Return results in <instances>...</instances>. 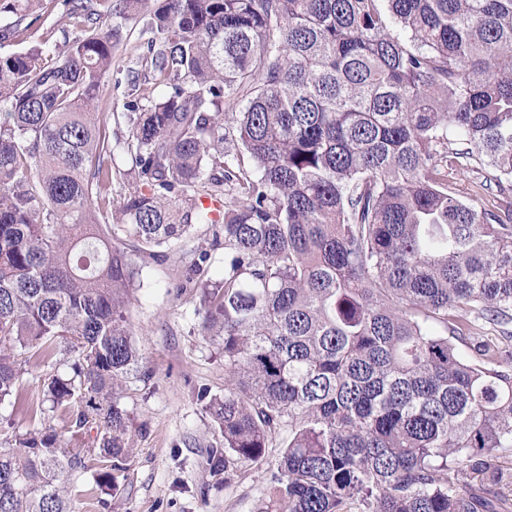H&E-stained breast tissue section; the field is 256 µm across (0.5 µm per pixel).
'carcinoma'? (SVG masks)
Instances as JSON below:
<instances>
[{
	"label": "carcinoma",
	"mask_w": 512,
	"mask_h": 512,
	"mask_svg": "<svg viewBox=\"0 0 512 512\" xmlns=\"http://www.w3.org/2000/svg\"><path fill=\"white\" fill-rule=\"evenodd\" d=\"M50 2L0 0V405L58 342L78 361L44 381L66 435L0 441V512H72L93 461L116 489L122 244L156 258L196 224L198 261L224 249L217 284H180L224 352L213 474L274 448L259 512H494L455 476L512 493V0H123L166 90L126 104L141 185L117 202L112 0H62L75 36L17 48Z\"/></svg>",
	"instance_id": "1"
}]
</instances>
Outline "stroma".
I'll return each instance as SVG.
<instances>
[{
	"instance_id": "obj_1",
	"label": "stroma",
	"mask_w": 512,
	"mask_h": 512,
	"mask_svg": "<svg viewBox=\"0 0 512 512\" xmlns=\"http://www.w3.org/2000/svg\"><path fill=\"white\" fill-rule=\"evenodd\" d=\"M112 23L120 39L112 53V87L100 111L112 141V196L117 199L138 183L122 149L129 127L120 114L127 102L157 88L142 23L117 17ZM210 239V225L199 224L159 259L126 246L136 270L126 317L140 358L121 399L133 419L131 451L112 496L93 492L90 474L72 476L73 512H257L266 487L256 468L241 466L227 482L210 473L207 464L208 449L223 445L205 400L224 395V357L201 331L198 291L178 283ZM71 361L61 352L48 363L23 367L18 388L25 405H0V440L36 428L30 410L42 403L45 379Z\"/></svg>"
}]
</instances>
